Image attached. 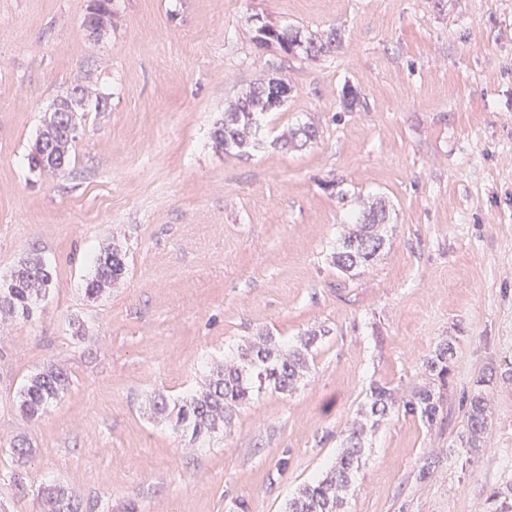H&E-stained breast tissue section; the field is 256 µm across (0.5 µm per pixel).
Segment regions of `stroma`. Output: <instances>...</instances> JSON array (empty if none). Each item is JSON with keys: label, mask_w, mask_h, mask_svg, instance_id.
Returning <instances> with one entry per match:
<instances>
[{"label": "stroma", "mask_w": 512, "mask_h": 512, "mask_svg": "<svg viewBox=\"0 0 512 512\" xmlns=\"http://www.w3.org/2000/svg\"><path fill=\"white\" fill-rule=\"evenodd\" d=\"M90 5L0 0V279L34 249L54 274L31 321L0 327V473L25 476L21 491L0 482V512H39L50 482L94 512H285L370 386L409 396L447 339L442 421H385L342 512H484L512 486V383L489 386L479 454L459 434L477 380L512 360V0H113L98 40L82 28ZM254 14L342 40L284 61L287 100L262 146L236 155L213 127L280 60L253 41ZM88 72L108 106L85 116L68 173L47 176L28 155ZM309 119L318 140L282 148ZM346 194L389 204L387 245L352 279L330 257ZM115 238L127 274L88 300L91 258ZM321 326L310 376L211 442L152 421V392L185 395L228 348ZM49 362L70 385L24 420L15 395Z\"/></svg>", "instance_id": "obj_1"}]
</instances>
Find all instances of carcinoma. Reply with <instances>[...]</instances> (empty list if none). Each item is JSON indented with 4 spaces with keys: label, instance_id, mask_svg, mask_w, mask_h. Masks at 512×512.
I'll return each instance as SVG.
<instances>
[{
    "label": "carcinoma",
    "instance_id": "carcinoma-1",
    "mask_svg": "<svg viewBox=\"0 0 512 512\" xmlns=\"http://www.w3.org/2000/svg\"><path fill=\"white\" fill-rule=\"evenodd\" d=\"M112 11V0H93L85 19L101 22ZM277 42L287 55H303L316 59L336 47L337 33L305 35L292 27H278L262 37ZM255 35L253 39L260 41ZM84 112H99L107 106L106 97L92 86L82 83ZM272 111L269 92L263 85L242 94L224 111L214 125L211 137L216 148L226 152L245 153L261 145V117ZM66 113L50 112L28 155L30 165L51 176L64 174L71 163V151L77 138L67 132ZM319 129L313 123L292 128L282 134L280 142L288 148L303 147L317 139ZM387 208L382 199L362 202L332 253V263L341 273L354 277L370 268L386 245L384 223ZM93 272L86 281L85 295L94 301L119 283L128 270L127 251L114 243L93 260ZM53 272L43 257L32 251L0 280V317L11 321L32 320L39 301L52 287ZM324 328L312 329L288 343L259 333L236 347L235 352L212 364L203 385L176 400L161 392L150 396L151 415L169 423L190 441L211 439L224 431V425L242 408L270 390L280 393L294 391L311 368L312 349L323 336ZM453 358V343L446 340L436 346L424 363L427 382L412 395L399 402L386 386L371 387L358 415L342 431V451L325 474L305 485L290 499L287 512H341L344 495L350 490L362 466L365 439L379 423L394 412L401 411L432 425L443 412L441 388L448 385ZM70 383L69 374L56 364H47L30 375L17 395V407L27 419L40 417L52 404L60 401ZM485 381L469 398L462 438L471 451L483 447L493 419V407ZM40 512H83L80 499L69 489L49 485L41 492ZM486 512H512V489H499L487 498Z\"/></svg>",
    "mask_w": 512,
    "mask_h": 512
}]
</instances>
